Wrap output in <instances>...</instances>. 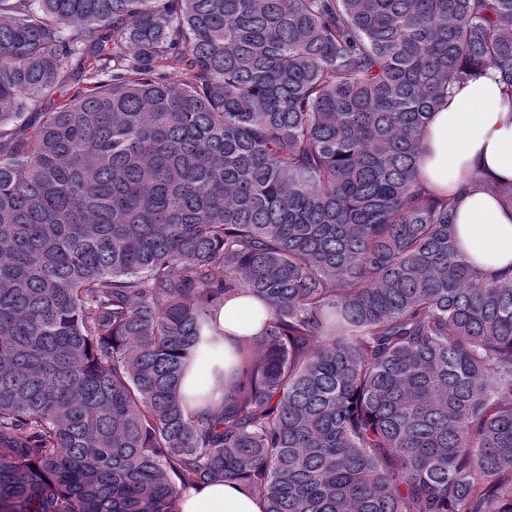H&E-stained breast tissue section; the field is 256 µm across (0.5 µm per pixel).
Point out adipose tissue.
I'll list each match as a JSON object with an SVG mask.
<instances>
[{"instance_id":"obj_1","label":"adipose tissue","mask_w":512,"mask_h":512,"mask_svg":"<svg viewBox=\"0 0 512 512\" xmlns=\"http://www.w3.org/2000/svg\"><path fill=\"white\" fill-rule=\"evenodd\" d=\"M420 179L455 201L459 249L486 274L512 268V205L497 194L512 185V87L492 69L454 85L441 99L423 133ZM261 305L238 295L217 311L220 336L199 344L184 369L181 393L192 401L198 391L221 402L219 378L234 341L261 329ZM178 512H263V504L233 483L190 489L179 497Z\"/></svg>"}]
</instances>
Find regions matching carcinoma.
Here are the masks:
<instances>
[{
  "label": "carcinoma",
  "mask_w": 512,
  "mask_h": 512,
  "mask_svg": "<svg viewBox=\"0 0 512 512\" xmlns=\"http://www.w3.org/2000/svg\"><path fill=\"white\" fill-rule=\"evenodd\" d=\"M486 68L512 0H0V512H512V275L418 177ZM259 313H262L261 305L243 294L224 301V305L216 312L217 323L224 336L205 334L203 339H214L199 344L184 369L181 394L187 405L195 406L192 399L200 390L213 391V405L221 403L223 391L219 378L227 364L226 353L235 340L254 336L260 331ZM263 503L234 483H214L189 489L179 497L178 512H263Z\"/></svg>",
  "instance_id": "carcinoma-1"
}]
</instances>
